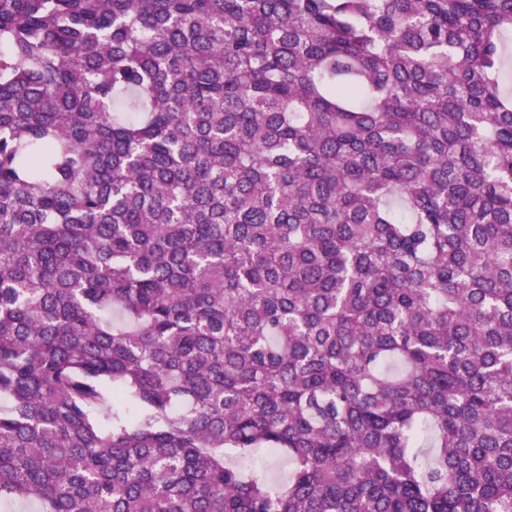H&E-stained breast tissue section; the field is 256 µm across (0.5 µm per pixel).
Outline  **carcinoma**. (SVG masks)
Returning <instances> with one entry per match:
<instances>
[{
  "mask_svg": "<svg viewBox=\"0 0 512 512\" xmlns=\"http://www.w3.org/2000/svg\"><path fill=\"white\" fill-rule=\"evenodd\" d=\"M510 39L512 0H0V505L512 512Z\"/></svg>",
  "mask_w": 512,
  "mask_h": 512,
  "instance_id": "obj_1",
  "label": "carcinoma"
}]
</instances>
